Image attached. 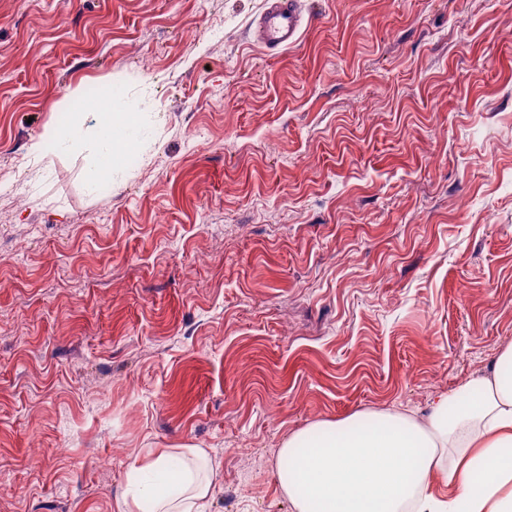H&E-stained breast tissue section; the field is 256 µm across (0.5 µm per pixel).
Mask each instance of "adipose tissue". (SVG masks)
I'll return each instance as SVG.
<instances>
[{"label": "adipose tissue", "mask_w": 512, "mask_h": 512, "mask_svg": "<svg viewBox=\"0 0 512 512\" xmlns=\"http://www.w3.org/2000/svg\"><path fill=\"white\" fill-rule=\"evenodd\" d=\"M100 117L97 175L132 145L136 113L112 94ZM213 466L205 449L157 448L127 471L118 512H206ZM277 476L293 512H512V347L491 379L436 399L425 421L378 411L322 421L278 452Z\"/></svg>", "instance_id": "1"}]
</instances>
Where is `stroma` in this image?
<instances>
[{
	"mask_svg": "<svg viewBox=\"0 0 512 512\" xmlns=\"http://www.w3.org/2000/svg\"><path fill=\"white\" fill-rule=\"evenodd\" d=\"M300 6L271 50L267 0H0V512H116L185 445L210 512H292V434L512 344V0ZM79 88L140 114L104 191L97 114L31 151ZM257 27V40L269 49L286 47L297 40L301 16L298 0H269ZM53 139L58 140L60 150L73 148L81 144L82 131L75 123L61 127L58 130H50L41 142H36L32 145V152L43 160L45 158L43 154L44 148Z\"/></svg>",
	"mask_w": 512,
	"mask_h": 512,
	"instance_id": "1",
	"label": "stroma"
}]
</instances>
